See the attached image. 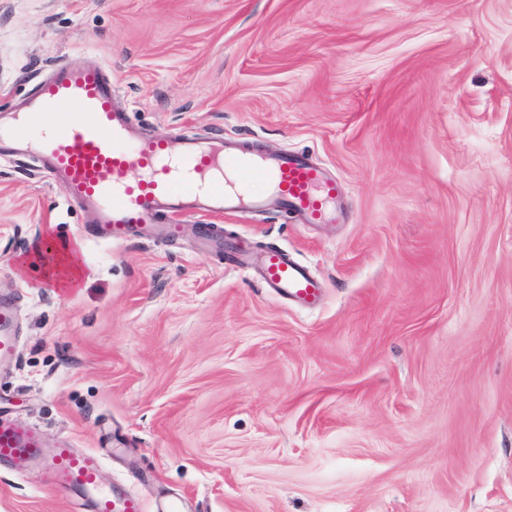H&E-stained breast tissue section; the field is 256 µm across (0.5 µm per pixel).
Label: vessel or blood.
<instances>
[{"mask_svg":"<svg viewBox=\"0 0 512 512\" xmlns=\"http://www.w3.org/2000/svg\"><path fill=\"white\" fill-rule=\"evenodd\" d=\"M1 143L35 149L67 201L88 210L111 243L186 214L285 212L304 224H325L339 193L305 152L263 153L247 141L141 133L128 108L117 104L111 75L98 65H57L21 108L0 115ZM256 179L267 183V196L250 194ZM63 253L57 241L40 249L38 264L48 278L65 277ZM258 277L302 306L321 294L308 268L278 248L261 256ZM17 351L13 310L2 302L0 364L12 362ZM1 462L20 474L41 470L51 485L73 495L79 512H145L133 493L103 487L96 453L62 445L45 455L34 429L6 419L0 420Z\"/></svg>","mask_w":512,"mask_h":512,"instance_id":"obj_1","label":"vessel or blood"}]
</instances>
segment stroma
<instances>
[{
	"mask_svg": "<svg viewBox=\"0 0 512 512\" xmlns=\"http://www.w3.org/2000/svg\"><path fill=\"white\" fill-rule=\"evenodd\" d=\"M71 60L145 132L312 154L340 209L111 244L0 158V412L97 452L148 512H512V0H0V109ZM212 222L288 250L319 304L205 250ZM57 239L67 291L18 265ZM0 512L70 498L0 464ZM17 328L12 307L0 303V364H8L17 356Z\"/></svg>",
	"mask_w": 512,
	"mask_h": 512,
	"instance_id": "obj_1",
	"label": "stroma"
}]
</instances>
